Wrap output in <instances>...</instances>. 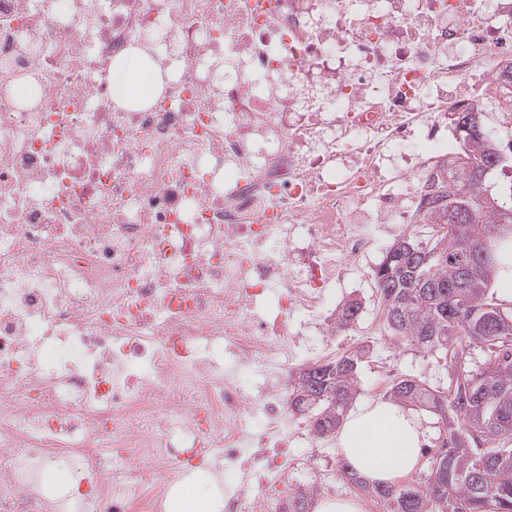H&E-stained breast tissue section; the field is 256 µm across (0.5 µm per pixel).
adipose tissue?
Instances as JSON below:
<instances>
[{
  "label": "adipose tissue",
  "mask_w": 512,
  "mask_h": 512,
  "mask_svg": "<svg viewBox=\"0 0 512 512\" xmlns=\"http://www.w3.org/2000/svg\"><path fill=\"white\" fill-rule=\"evenodd\" d=\"M158 86V72L130 55L112 68L116 100L146 99ZM427 441L423 418L391 401L364 404L352 410L336 433L342 457L369 482L395 483L417 470Z\"/></svg>",
  "instance_id": "ef3b65f1"
}]
</instances>
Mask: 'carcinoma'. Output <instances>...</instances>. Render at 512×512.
I'll use <instances>...</instances> for the list:
<instances>
[{"label": "carcinoma", "mask_w": 512, "mask_h": 512, "mask_svg": "<svg viewBox=\"0 0 512 512\" xmlns=\"http://www.w3.org/2000/svg\"><path fill=\"white\" fill-rule=\"evenodd\" d=\"M458 117L462 155L434 181L425 237L404 233L374 270L388 328L448 365V388L402 379L391 395L445 419L446 436L421 485H370L347 463L343 475L380 500L386 512H512V307L488 299L502 243L512 241V206L495 203L490 170L501 155L483 130ZM479 343L486 368L465 352ZM363 351L314 364L293 376L289 410L318 436L336 432L356 393ZM314 490L297 493L284 512H310Z\"/></svg>", "instance_id": "carcinoma-1"}]
</instances>
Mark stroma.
<instances>
[{
	"label": "stroma",
	"mask_w": 512,
	"mask_h": 512,
	"mask_svg": "<svg viewBox=\"0 0 512 512\" xmlns=\"http://www.w3.org/2000/svg\"><path fill=\"white\" fill-rule=\"evenodd\" d=\"M389 240L377 242L373 257L366 268L353 271L348 279L336 286L330 299L331 306L343 307L351 300L361 305L359 317L348 327L337 330L327 358L333 359L358 348H365L357 378L354 405L378 399H389V389L398 380L417 378L427 386L441 389L448 385V368L439 354L417 347L410 341L394 335L382 314L380 295L373 280V271L382 261ZM321 453L311 457L306 467L289 478L291 491L319 487L325 477L335 478L345 498L357 500L362 512H383L376 498L359 491L341 476L342 459L336 450L335 437L320 441Z\"/></svg>",
	"instance_id": "stroma-1"
}]
</instances>
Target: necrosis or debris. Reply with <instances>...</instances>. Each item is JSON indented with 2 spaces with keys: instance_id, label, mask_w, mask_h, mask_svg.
<instances>
[{
  "instance_id": "obj_1",
  "label": "necrosis or debris",
  "mask_w": 512,
  "mask_h": 512,
  "mask_svg": "<svg viewBox=\"0 0 512 512\" xmlns=\"http://www.w3.org/2000/svg\"><path fill=\"white\" fill-rule=\"evenodd\" d=\"M506 62L512 0H0V512H282L296 339ZM158 86V72L133 53L112 68V95L118 101L147 99ZM185 484H191L192 486L182 488L178 498L173 503V509H176V512H210V507L206 505V501L201 502L196 499V489L209 501L211 512H223L219 498L209 486L196 480H191ZM186 504L189 507H184ZM173 509H170L169 512H175Z\"/></svg>"
}]
</instances>
